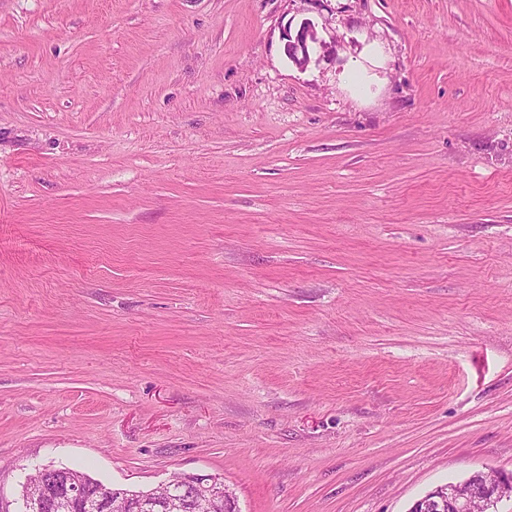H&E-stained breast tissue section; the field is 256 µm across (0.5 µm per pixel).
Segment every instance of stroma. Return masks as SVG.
Wrapping results in <instances>:
<instances>
[{
    "label": "stroma",
    "instance_id": "obj_1",
    "mask_svg": "<svg viewBox=\"0 0 512 512\" xmlns=\"http://www.w3.org/2000/svg\"><path fill=\"white\" fill-rule=\"evenodd\" d=\"M45 464L511 473L512 0H0V495ZM295 33V36L292 37L291 30H286L285 37L288 38V41L285 44V50L288 55V47L291 45L292 47L289 51L291 60L296 65L303 66L310 60V51L313 50V45L320 44V42L316 31L308 22L301 24Z\"/></svg>",
    "mask_w": 512,
    "mask_h": 512
}]
</instances>
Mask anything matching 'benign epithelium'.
<instances>
[{"label":"benign epithelium","mask_w":512,"mask_h":512,"mask_svg":"<svg viewBox=\"0 0 512 512\" xmlns=\"http://www.w3.org/2000/svg\"><path fill=\"white\" fill-rule=\"evenodd\" d=\"M291 60L300 66L310 60L313 45L319 43L313 26L305 22L296 30L285 32ZM42 488L31 483L22 486L18 512H235L236 498L218 477L181 475L165 484V492L156 490L140 496L117 495L109 486H89L65 468L44 465L37 469ZM512 496V473L493 479L476 471L466 480L450 481L427 492L415 501L409 512H492L504 496Z\"/></svg>","instance_id":"7a95c632"}]
</instances>
